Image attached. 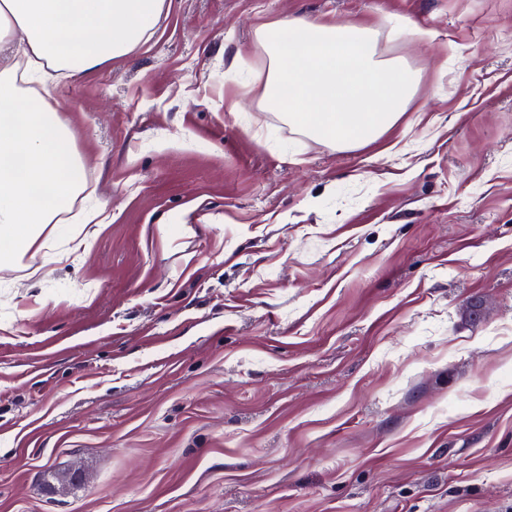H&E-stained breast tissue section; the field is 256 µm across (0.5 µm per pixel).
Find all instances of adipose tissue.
Instances as JSON below:
<instances>
[{
	"label": "adipose tissue",
	"mask_w": 512,
	"mask_h": 512,
	"mask_svg": "<svg viewBox=\"0 0 512 512\" xmlns=\"http://www.w3.org/2000/svg\"><path fill=\"white\" fill-rule=\"evenodd\" d=\"M166 0H0L30 63L76 76L147 42ZM269 56L266 108L341 147L376 141L405 112L415 74L380 58L371 31L351 23L280 19L259 30ZM87 188L84 165L55 117L48 89L0 71V268L35 258L40 236Z\"/></svg>",
	"instance_id": "adipose-tissue-1"
}]
</instances>
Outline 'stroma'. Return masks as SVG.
Wrapping results in <instances>:
<instances>
[{
	"instance_id": "obj_1",
	"label": "stroma",
	"mask_w": 512,
	"mask_h": 512,
	"mask_svg": "<svg viewBox=\"0 0 512 512\" xmlns=\"http://www.w3.org/2000/svg\"><path fill=\"white\" fill-rule=\"evenodd\" d=\"M52 87L104 206L0 270V512H512V0H167ZM418 77L340 149L258 29Z\"/></svg>"
}]
</instances>
